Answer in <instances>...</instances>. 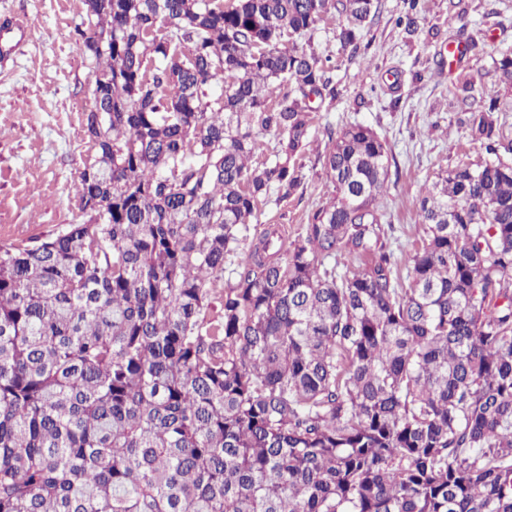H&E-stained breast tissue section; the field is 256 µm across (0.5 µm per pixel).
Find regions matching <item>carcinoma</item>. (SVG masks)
<instances>
[{"label": "carcinoma", "mask_w": 512, "mask_h": 512, "mask_svg": "<svg viewBox=\"0 0 512 512\" xmlns=\"http://www.w3.org/2000/svg\"><path fill=\"white\" fill-rule=\"evenodd\" d=\"M85 2L79 221L0 247V512H512L497 98L457 86L486 157L425 188L420 245H388L363 124L326 129L333 193L287 243L250 218L306 178L331 81L299 43L337 13L356 44L378 0Z\"/></svg>", "instance_id": "obj_1"}]
</instances>
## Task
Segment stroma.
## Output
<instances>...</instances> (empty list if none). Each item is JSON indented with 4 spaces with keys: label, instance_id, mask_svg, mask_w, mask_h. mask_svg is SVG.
I'll return each instance as SVG.
<instances>
[{
    "label": "stroma",
    "instance_id": "obj_1",
    "mask_svg": "<svg viewBox=\"0 0 512 512\" xmlns=\"http://www.w3.org/2000/svg\"><path fill=\"white\" fill-rule=\"evenodd\" d=\"M449 20V0H419L417 29L401 20L406 0H379L357 46L341 47L337 17L322 21L311 46L326 60V96L302 161L307 178L287 200L261 206L259 227L277 224L295 238L332 192L323 164L326 127L370 126L391 151L381 199L398 248L419 243L420 191L439 174L483 156L457 123L454 87L498 97V123L512 138V90L499 84L494 60L512 48V0H464ZM24 22L27 38L0 61V240L49 237L79 216L78 176L93 155L84 119L95 107L93 64L75 32L87 28L84 0H0V24ZM474 38L475 50L448 59L449 42Z\"/></svg>",
    "mask_w": 512,
    "mask_h": 512
}]
</instances>
